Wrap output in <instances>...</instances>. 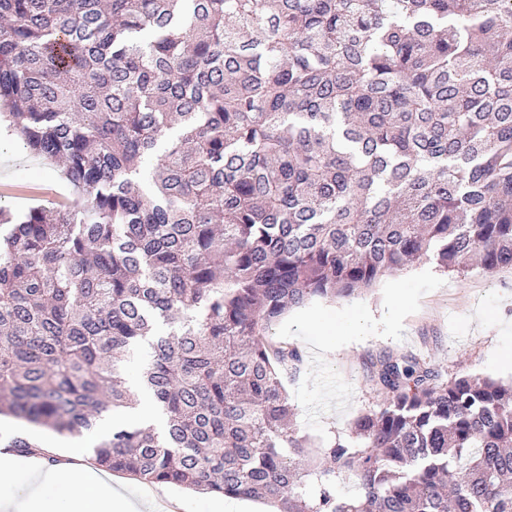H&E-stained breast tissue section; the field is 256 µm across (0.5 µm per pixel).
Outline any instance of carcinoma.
Masks as SVG:
<instances>
[{
    "label": "carcinoma",
    "mask_w": 512,
    "mask_h": 512,
    "mask_svg": "<svg viewBox=\"0 0 512 512\" xmlns=\"http://www.w3.org/2000/svg\"><path fill=\"white\" fill-rule=\"evenodd\" d=\"M0 122L73 198L0 205V415L272 512H512V381L369 361L305 460L269 330L426 258L512 268V0H0ZM358 489L336 494V478ZM127 418L131 421L151 425L158 429L164 426L165 420L161 412L155 407L154 402L148 393L142 392L140 404L137 408L129 410Z\"/></svg>",
    "instance_id": "cac0c4a2"
}]
</instances>
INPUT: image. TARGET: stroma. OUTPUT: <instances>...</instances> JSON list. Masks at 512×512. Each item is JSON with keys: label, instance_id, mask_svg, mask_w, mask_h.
<instances>
[{"label": "stroma", "instance_id": "obj_1", "mask_svg": "<svg viewBox=\"0 0 512 512\" xmlns=\"http://www.w3.org/2000/svg\"><path fill=\"white\" fill-rule=\"evenodd\" d=\"M21 190L71 189L53 165L23 149L18 138L0 139V185ZM273 342L298 348L303 365L287 379L295 424L318 460L328 441L350 436L353 419L376 408L383 393L369 381L370 355L386 350L415 354L442 379L459 374L512 379V366L499 362L512 346V269L487 276L480 269L448 273L431 260L381 279L374 290L351 299H315L285 315L271 329ZM134 512H222L224 499L167 487L150 498L147 484L103 472Z\"/></svg>", "mask_w": 512, "mask_h": 512}]
</instances>
